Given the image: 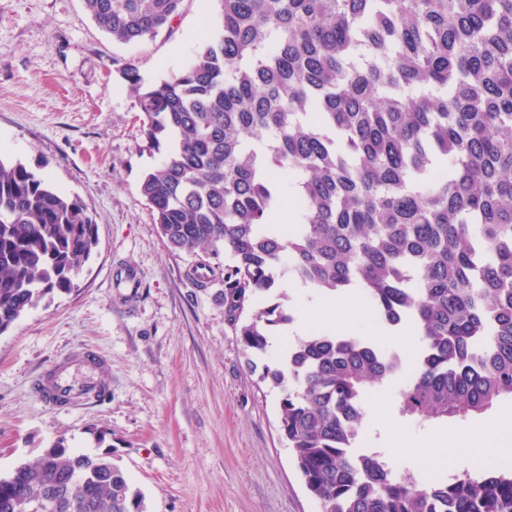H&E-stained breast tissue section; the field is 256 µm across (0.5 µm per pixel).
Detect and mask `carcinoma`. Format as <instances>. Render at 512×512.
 I'll return each mask as SVG.
<instances>
[{"label": "carcinoma", "mask_w": 512, "mask_h": 512, "mask_svg": "<svg viewBox=\"0 0 512 512\" xmlns=\"http://www.w3.org/2000/svg\"><path fill=\"white\" fill-rule=\"evenodd\" d=\"M184 0H83L121 43L173 29ZM217 34L151 83L113 61L159 155L140 183L168 247L223 253L224 305L249 356L289 324L288 276L358 288L422 330L400 417L466 422L512 401V0H217ZM258 136V142L249 141ZM293 188L297 223L269 214ZM98 243L85 203L0 161V335L75 288ZM401 355L315 331L260 380L321 512H512V468L451 480L357 454L366 394ZM59 488L52 512H144L105 456L58 443L0 477V512Z\"/></svg>", "instance_id": "1"}]
</instances>
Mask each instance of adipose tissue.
Returning <instances> with one entry per match:
<instances>
[{
	"label": "adipose tissue",
	"mask_w": 512,
	"mask_h": 512,
	"mask_svg": "<svg viewBox=\"0 0 512 512\" xmlns=\"http://www.w3.org/2000/svg\"><path fill=\"white\" fill-rule=\"evenodd\" d=\"M359 311V295L315 293L298 311L296 326L302 331L329 330L343 335L349 332ZM417 456L428 465H442L461 457H475L486 462L512 461V419L501 418L467 429L451 428L428 440Z\"/></svg>",
	"instance_id": "ef3b65f1"
}]
</instances>
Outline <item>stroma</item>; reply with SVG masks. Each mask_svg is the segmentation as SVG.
<instances>
[{
	"mask_svg": "<svg viewBox=\"0 0 512 512\" xmlns=\"http://www.w3.org/2000/svg\"><path fill=\"white\" fill-rule=\"evenodd\" d=\"M216 0H185L172 31L121 44L82 0H0V159L49 176L80 197L98 245L76 286L43 300L0 335V476L56 443L111 454L146 512H320L280 430V394L259 376L281 342L247 361L228 323L224 285L197 284L207 251L170 250L140 193L155 157L114 60L145 80L193 59L216 32ZM133 272L137 284L116 287ZM95 350L108 364L104 397L56 407L37 392L44 372Z\"/></svg>",
	"mask_w": 512,
	"mask_h": 512,
	"instance_id": "obj_1",
	"label": "stroma"
}]
</instances>
